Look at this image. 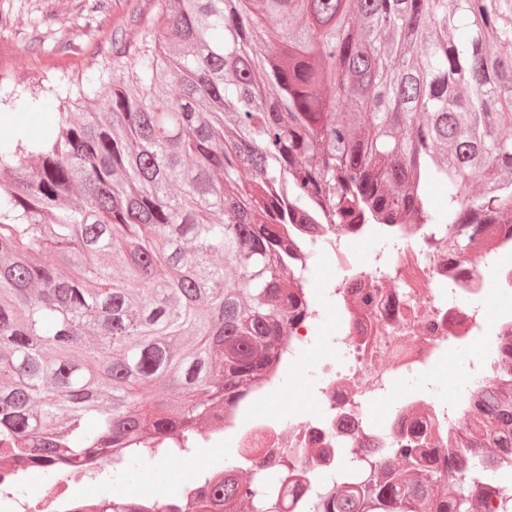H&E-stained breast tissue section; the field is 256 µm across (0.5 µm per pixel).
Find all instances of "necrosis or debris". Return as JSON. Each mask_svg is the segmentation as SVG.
<instances>
[{
    "label": "necrosis or debris",
    "instance_id": "1",
    "mask_svg": "<svg viewBox=\"0 0 512 512\" xmlns=\"http://www.w3.org/2000/svg\"><path fill=\"white\" fill-rule=\"evenodd\" d=\"M367 237L379 246L359 253L356 241ZM289 248L301 278L322 255L335 277L320 294L300 288L305 309L281 342L278 372L259 385V398L244 411L231 417L216 412L198 428L194 449L175 458L179 491L154 487L147 496L153 512H187L202 491L198 477L218 468L213 448L227 438L234 465L256 494L273 495L280 512H314L339 477L341 459L355 468L385 447L390 433L373 422V414L406 434L414 409L423 407L433 424L461 428L468 399L497 361V337L512 334V316L491 313L485 278L495 271L494 288L512 289V264L490 253L462 268L433 225L328 224L320 237L298 236ZM463 297L472 306H461ZM330 306L340 319L331 334L323 328ZM452 340L481 341V357L466 375L448 374L424 391L409 392L405 379L431 370ZM316 348L325 354L312 370L305 355ZM270 390L294 401V411H266L261 395ZM110 467L105 459L48 468L1 458L0 505L8 504V512H110L111 502L96 492ZM35 476L54 487L52 497L23 491Z\"/></svg>",
    "mask_w": 512,
    "mask_h": 512
}]
</instances>
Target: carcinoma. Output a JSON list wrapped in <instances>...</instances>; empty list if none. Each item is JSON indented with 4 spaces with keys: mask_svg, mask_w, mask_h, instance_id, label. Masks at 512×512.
<instances>
[{
    "mask_svg": "<svg viewBox=\"0 0 512 512\" xmlns=\"http://www.w3.org/2000/svg\"><path fill=\"white\" fill-rule=\"evenodd\" d=\"M120 76L0 138V455L117 472L245 407L300 312L290 226L512 238V0H166ZM442 190L435 209L428 188ZM457 431L316 512H512V335ZM177 391L144 404L142 386ZM200 512H276L226 468Z\"/></svg>",
    "mask_w": 512,
    "mask_h": 512,
    "instance_id": "1",
    "label": "carcinoma"
}]
</instances>
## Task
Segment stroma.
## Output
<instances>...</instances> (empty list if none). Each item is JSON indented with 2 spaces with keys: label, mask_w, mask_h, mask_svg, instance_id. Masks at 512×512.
<instances>
[{
  "label": "stroma",
  "mask_w": 512,
  "mask_h": 512,
  "mask_svg": "<svg viewBox=\"0 0 512 512\" xmlns=\"http://www.w3.org/2000/svg\"><path fill=\"white\" fill-rule=\"evenodd\" d=\"M90 11L88 0H0V78L15 92L46 94L48 89L76 87L98 69L121 73L141 34L157 27L161 0H99ZM0 137L26 130L29 139L48 135V113L12 109L0 94ZM174 462L134 465L104 480L101 494L113 487L133 488L167 482Z\"/></svg>",
  "instance_id": "1"
}]
</instances>
